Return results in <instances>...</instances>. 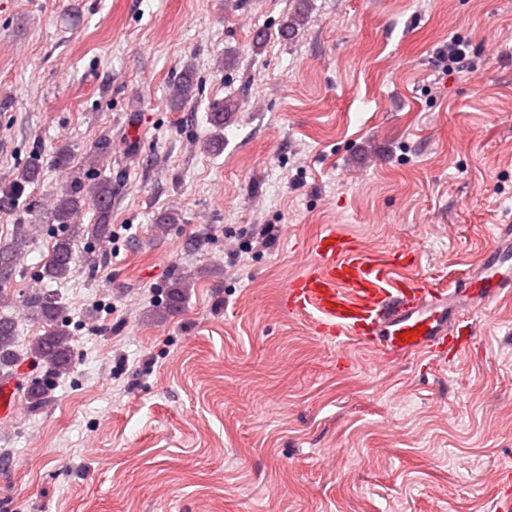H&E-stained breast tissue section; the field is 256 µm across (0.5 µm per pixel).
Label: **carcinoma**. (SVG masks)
Masks as SVG:
<instances>
[{
	"label": "carcinoma",
	"mask_w": 512,
	"mask_h": 512,
	"mask_svg": "<svg viewBox=\"0 0 512 512\" xmlns=\"http://www.w3.org/2000/svg\"><path fill=\"white\" fill-rule=\"evenodd\" d=\"M304 14L295 11L288 16V21L281 27V36L293 39L303 26ZM193 92V75L184 71L177 83L174 84L173 96L182 100ZM41 156L32 155L10 181L7 187L0 191V210L10 211L16 215V224L9 240L0 242V270L6 269L8 276L0 277V307H5L11 294L10 285L17 272V262L33 243L35 234L39 232L36 224L27 223L25 211L15 209L26 186L39 180L42 172ZM111 202L112 185L106 179H91L72 181L69 189L54 203L49 223L56 225L58 233L54 236L51 257L43 266L40 280L48 282L61 281L71 273L75 263L78 242L90 235L99 240L111 238ZM97 209V223L83 225L77 223V218L87 204ZM23 310L30 319L42 324L44 333L31 339L30 355L44 362L52 375L69 372L74 366V347L72 336L63 322L65 307L54 291L41 285L32 288L22 299ZM17 325L14 318L0 316V369L11 371L21 363V355L15 349ZM46 383H33L27 392L28 404L38 408L45 403Z\"/></svg>",
	"instance_id": "cac0c4a2"
}]
</instances>
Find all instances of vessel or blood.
Here are the masks:
<instances>
[{"mask_svg":"<svg viewBox=\"0 0 512 512\" xmlns=\"http://www.w3.org/2000/svg\"><path fill=\"white\" fill-rule=\"evenodd\" d=\"M511 245L512 217L497 227L494 260H479L450 287L429 288L405 253L370 255L330 224L316 236V258L289 283L283 305L323 335L371 346L379 365L461 351L466 342L454 312L465 303L489 302L512 291V270L505 267ZM406 331L412 339H403ZM15 390L14 377L0 378L1 418L14 412Z\"/></svg>","mask_w":512,"mask_h":512,"instance_id":"b4317fda","label":"vessel or blood"}]
</instances>
